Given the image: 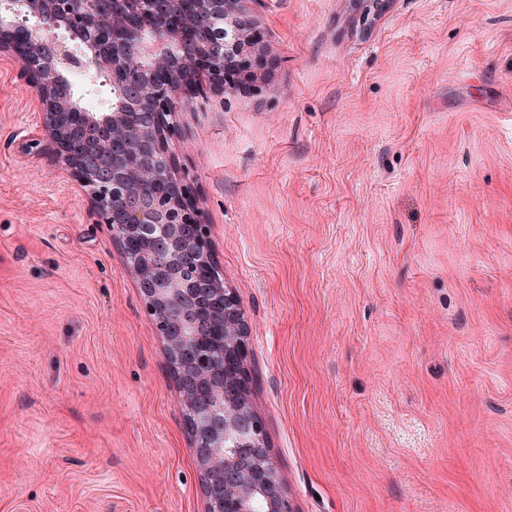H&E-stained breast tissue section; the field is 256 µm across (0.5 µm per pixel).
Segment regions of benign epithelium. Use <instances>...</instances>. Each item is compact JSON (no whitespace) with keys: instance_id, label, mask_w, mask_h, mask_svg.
Segmentation results:
<instances>
[{"instance_id":"benign-epithelium-1","label":"benign epithelium","mask_w":512,"mask_h":512,"mask_svg":"<svg viewBox=\"0 0 512 512\" xmlns=\"http://www.w3.org/2000/svg\"><path fill=\"white\" fill-rule=\"evenodd\" d=\"M248 2L201 0L192 29L180 17L193 0H136L134 10L122 0H13L12 14L0 15V51L22 62L55 162L87 189L114 238L138 246L126 258L174 362L207 512H297L250 399L245 311L222 274L183 273L215 261L170 148L179 99L205 86L226 91L241 60L264 51ZM129 54L140 68L114 82L118 104L80 113L84 133L75 131L70 98L57 91L61 71L110 73Z\"/></svg>"}]
</instances>
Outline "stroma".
<instances>
[{
    "label": "stroma",
    "instance_id": "35a3bbf8",
    "mask_svg": "<svg viewBox=\"0 0 512 512\" xmlns=\"http://www.w3.org/2000/svg\"><path fill=\"white\" fill-rule=\"evenodd\" d=\"M170 146L298 512H512V0H251ZM0 512H205L166 342L0 53Z\"/></svg>",
    "mask_w": 512,
    "mask_h": 512
}]
</instances>
